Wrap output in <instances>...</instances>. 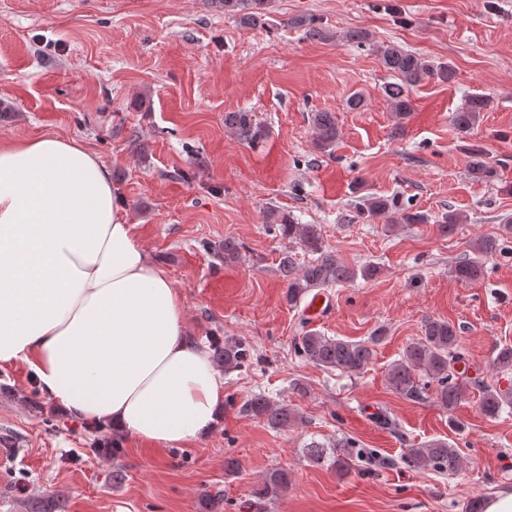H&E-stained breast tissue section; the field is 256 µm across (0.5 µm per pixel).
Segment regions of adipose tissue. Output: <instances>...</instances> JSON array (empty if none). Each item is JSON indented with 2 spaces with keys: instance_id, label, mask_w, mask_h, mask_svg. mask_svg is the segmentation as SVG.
Instances as JSON below:
<instances>
[{
  "instance_id": "ef3b65f1",
  "label": "adipose tissue",
  "mask_w": 512,
  "mask_h": 512,
  "mask_svg": "<svg viewBox=\"0 0 512 512\" xmlns=\"http://www.w3.org/2000/svg\"><path fill=\"white\" fill-rule=\"evenodd\" d=\"M17 362L68 417L151 448L224 416V377L108 168L53 134L0 143V366Z\"/></svg>"
}]
</instances>
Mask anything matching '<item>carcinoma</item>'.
<instances>
[{
  "label": "carcinoma",
  "instance_id": "obj_1",
  "mask_svg": "<svg viewBox=\"0 0 512 512\" xmlns=\"http://www.w3.org/2000/svg\"><path fill=\"white\" fill-rule=\"evenodd\" d=\"M224 14L239 18L247 26H261L264 13L260 6L265 0H221ZM292 24L301 28L305 36L328 40L333 37L316 17L301 16L292 20ZM378 59L394 81L384 86V94L389 99L391 111L395 112L398 124L395 130L403 128V120L412 111L409 90L425 80L433 79L441 83H450L456 77L451 64L435 63L418 53L396 43L373 45ZM490 105L488 97L482 94L470 95L465 103L451 113L449 124L459 135H466L481 120V113ZM224 124L231 129L243 143L255 145L264 137V128L251 112H227ZM313 142L317 149L327 152L336 145L339 130L336 117L331 112H314L311 115ZM463 150L468 154V175L475 181L493 182L498 178L497 164L491 162L482 146L465 143ZM355 218L367 221L389 213L396 214V222L403 224H427L431 217L419 210L408 207L396 208L394 199L372 193L362 198L355 206ZM269 227L279 233L281 239L298 245L311 255L308 262L298 265L292 251L283 252L279 260L278 271L287 284L286 300L288 305L297 307L312 291H324L342 286L357 277L364 279L376 276L378 267L368 263L355 269L338 260L325 244L321 228L317 224H299L294 218L271 212L267 215ZM461 218L450 211L436 220L439 232L450 236L456 230ZM242 244L226 238L215 249V255L224 262H235L241 256ZM475 256L457 262L453 276L462 282H475L485 276L483 258L495 254H507L512 251V218L502 225V233L487 236L473 245ZM383 340L382 332L375 331L366 341L353 342L340 338L324 336L317 331H306L295 342V351L305 361L325 369L338 370L347 374H361L372 363L375 347ZM460 336L456 326L446 320L428 317L422 325V335L410 343L402 356L388 368L386 380L391 390L410 400L420 399L423 390L420 380L427 378L435 383L437 403L444 409H454L461 400L463 383L460 378L464 372L457 370L461 363L458 353ZM213 363L226 372L240 370L252 364L254 354L247 344L226 338L215 339L211 343ZM494 363L500 372L512 371V345H499L495 348ZM480 409L488 418H496L506 409L512 408V388H501L497 382H480ZM242 412L263 421L267 427L281 430L297 421L298 415L285 403L272 400L264 394L247 399ZM340 453L332 457L336 470L349 472L354 462V445L348 440L337 443ZM408 458L413 466L420 469L456 472L461 467L459 449L444 440H434L424 446L408 449ZM291 477L288 470L274 468L265 473L263 480L253 489L252 506L255 512H264L265 505L288 491Z\"/></svg>",
  "mask_w": 512,
  "mask_h": 512
}]
</instances>
